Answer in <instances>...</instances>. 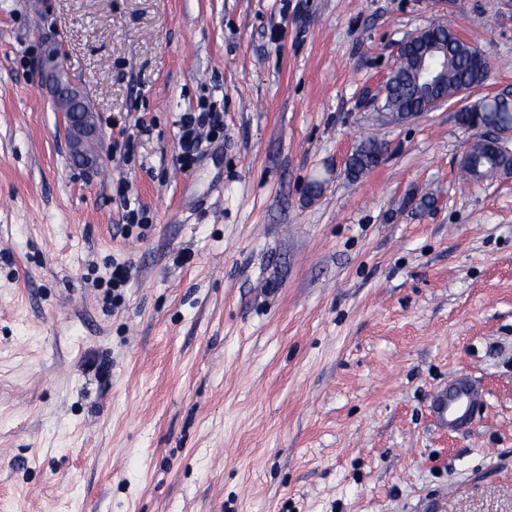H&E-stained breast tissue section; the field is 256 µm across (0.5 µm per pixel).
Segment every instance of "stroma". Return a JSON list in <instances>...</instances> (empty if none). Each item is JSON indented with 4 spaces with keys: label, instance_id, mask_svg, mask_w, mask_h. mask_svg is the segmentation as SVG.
<instances>
[{
    "label": "stroma",
    "instance_id": "stroma-1",
    "mask_svg": "<svg viewBox=\"0 0 512 512\" xmlns=\"http://www.w3.org/2000/svg\"><path fill=\"white\" fill-rule=\"evenodd\" d=\"M435 22L488 80L382 124ZM502 92L512 0H0V512H512V177L463 182L455 120ZM207 99L224 136L185 172L176 120ZM366 135L388 152L348 179ZM65 64L61 46L50 42L41 57L40 71L49 83L57 111L66 120L74 160L92 167L98 158L88 153L87 146L99 137L97 114L82 91L69 80ZM129 280L130 273L125 264L112 266L111 276L108 281L109 288L106 289V299L112 300V305L121 297V292H118L119 288H124ZM436 407L439 413L452 419L451 424H461L470 420L476 409L474 392L470 388L458 387L442 393L436 398Z\"/></svg>",
    "mask_w": 512,
    "mask_h": 512
}]
</instances>
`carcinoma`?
Segmentation results:
<instances>
[{"instance_id":"carcinoma-1","label":"carcinoma","mask_w":512,"mask_h":512,"mask_svg":"<svg viewBox=\"0 0 512 512\" xmlns=\"http://www.w3.org/2000/svg\"><path fill=\"white\" fill-rule=\"evenodd\" d=\"M442 41L448 50V63L444 64L445 91L453 93L466 84L474 88L487 80L490 68L478 69L472 65L473 46L468 45L442 27L433 28L424 40L414 42L407 50L392 85L385 94L382 109L386 112H419L432 97L429 91H416V69L414 63L419 51L428 43ZM480 113L482 125L496 128L512 120V101L501 97L481 98L470 105ZM385 154L384 143L367 137L359 143L357 151L346 166L347 175L356 179L362 173L377 167ZM460 170L466 180H478L497 174L512 173V152L492 151L482 140H475L461 161Z\"/></svg>"}]
</instances>
